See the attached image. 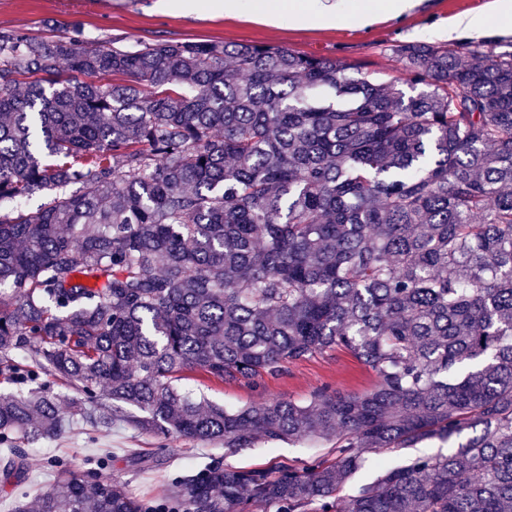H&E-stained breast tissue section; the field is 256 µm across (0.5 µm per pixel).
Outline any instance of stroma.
I'll return each mask as SVG.
<instances>
[{"label":"stroma","instance_id":"stroma-1","mask_svg":"<svg viewBox=\"0 0 512 512\" xmlns=\"http://www.w3.org/2000/svg\"><path fill=\"white\" fill-rule=\"evenodd\" d=\"M159 0H0V31L21 30L45 40L74 38L90 48L113 44L130 51L155 41H221L255 43L340 60L357 67L369 78L405 85L403 64L394 45L428 41L448 44V26L465 15H492L496 0H414L409 11L397 17H381L365 24L358 20L361 0H342L353 20L346 25H313L300 21L273 24L255 16L250 0H241L236 11L212 8L192 12L172 6L160 8ZM196 392L209 401L242 407L266 400L307 401L317 388L328 386L343 392H363L373 387L374 373L342 349L327 351L289 363L283 375L251 386L239 381H217L192 372ZM149 435H138L122 426L101 433L86 425L75 426L63 437L46 441L44 449L29 447V479L22 491L33 503L56 473L51 460L75 463L105 461L104 477L124 485L139 499L162 501L168 483L182 469L223 456L226 465L244 469H269L282 463L304 465L325 456L329 446L312 440L268 444L236 451L187 438L170 441L166 452ZM447 442H425L413 448L377 452V464L365 465L341 488L340 497L354 495L361 485L377 479L383 468L402 467L415 456L445 454ZM139 461H132L130 451Z\"/></svg>","mask_w":512,"mask_h":512}]
</instances>
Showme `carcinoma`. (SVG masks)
<instances>
[{"mask_svg": "<svg viewBox=\"0 0 512 512\" xmlns=\"http://www.w3.org/2000/svg\"><path fill=\"white\" fill-rule=\"evenodd\" d=\"M393 52L411 94L282 47L0 31V205L47 196L0 212V375L22 385L0 394L1 491L27 482L22 445L81 421L332 449L214 457L160 503L59 460L38 512H512V52ZM335 348L371 390L227 409L179 384ZM464 430L336 497L367 454Z\"/></svg>", "mask_w": 512, "mask_h": 512, "instance_id": "cac0c4a2", "label": "carcinoma"}]
</instances>
